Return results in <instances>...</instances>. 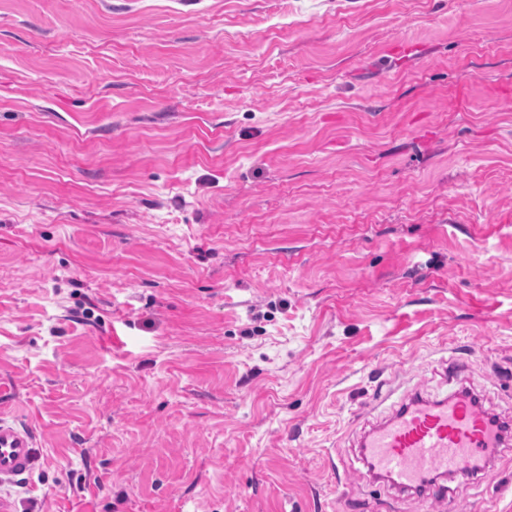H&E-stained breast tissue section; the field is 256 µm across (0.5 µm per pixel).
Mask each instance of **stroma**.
Here are the masks:
<instances>
[{"label":"stroma","mask_w":512,"mask_h":512,"mask_svg":"<svg viewBox=\"0 0 512 512\" xmlns=\"http://www.w3.org/2000/svg\"><path fill=\"white\" fill-rule=\"evenodd\" d=\"M512 420V0H0L14 512H512L370 479L380 392ZM34 433L0 419V485L13 484L29 474L37 460Z\"/></svg>","instance_id":"obj_1"}]
</instances>
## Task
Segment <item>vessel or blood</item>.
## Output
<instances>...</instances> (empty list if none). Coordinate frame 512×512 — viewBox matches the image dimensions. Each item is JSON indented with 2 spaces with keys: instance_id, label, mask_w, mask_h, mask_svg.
<instances>
[{
  "instance_id": "obj_1",
  "label": "vessel or blood",
  "mask_w": 512,
  "mask_h": 512,
  "mask_svg": "<svg viewBox=\"0 0 512 512\" xmlns=\"http://www.w3.org/2000/svg\"><path fill=\"white\" fill-rule=\"evenodd\" d=\"M506 439L502 419L463 389L438 400L412 395L373 425L358 446L371 472L395 487L425 491L428 502L444 504L448 488L442 477L473 474ZM37 460L34 433L0 420V485L22 479Z\"/></svg>"
}]
</instances>
